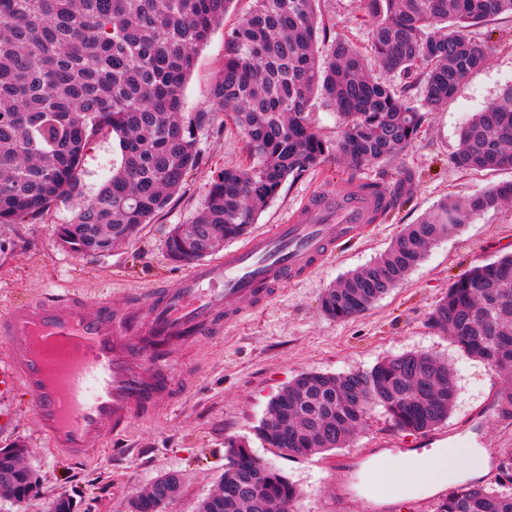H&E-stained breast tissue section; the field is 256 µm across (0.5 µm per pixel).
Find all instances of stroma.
I'll list each match as a JSON object with an SVG mask.
<instances>
[{
	"instance_id": "1",
	"label": "stroma",
	"mask_w": 512,
	"mask_h": 512,
	"mask_svg": "<svg viewBox=\"0 0 512 512\" xmlns=\"http://www.w3.org/2000/svg\"><path fill=\"white\" fill-rule=\"evenodd\" d=\"M250 7L251 0H232L223 27L199 50L183 91L186 111L208 108L210 87L224 60V31ZM316 10L337 34L370 47L375 19L364 0H318ZM469 36L487 48L485 66L472 72L446 105L428 114L405 156L367 166L360 173L389 188L401 171L410 172L412 183L400 206L378 217L361 235L339 241L327 263L288 285L267 307L249 311L240 324L225 330L222 340L181 348L171 372L179 379L192 372L194 380L177 406L159 405L152 421H136L119 436L103 437L97 452L78 463L62 453L45 455L27 394L15 389L0 399V448L22 444L23 463L40 481L35 496L21 502L0 500V512H51L61 496L73 501L75 512H126L133 496L170 473L179 476L181 489L166 512H197L218 488L228 442L238 439L249 440L256 456L273 463L298 486L301 495L295 512H367L372 464L423 454L426 434L402 431L376 411L348 447L293 457L264 447L254 431L270 400L299 374L367 369L391 354L410 350L433 353L457 370L456 403L439 430L455 433L456 446L474 449L483 464L456 470L455 481L488 477L490 460L512 450V420L498 419L493 410L503 381L484 362L463 356L448 334L433 325L431 316L451 282L512 246V204L473 217L436 242L407 279L364 314L336 321L320 309L326 288L378 256L406 225L418 222L441 200H463L512 180V171L466 172L452 161L465 122L496 102L503 87L512 83V17L471 26ZM198 138L202 162L184 187L154 223L105 255L82 256L59 246L57 227L70 217L65 205L32 223L0 224V310L13 300L72 290L93 303L103 288L111 289L117 308H144L148 288L183 277L186 267L170 260L164 248L169 230L191 219L216 171L248 161L245 141L225 113L216 114L211 128ZM119 162L113 137L93 141L84 157V193L96 191ZM348 187L347 174L335 157H328L300 177L288 179L256 227L279 223L308 193H341Z\"/></svg>"
}]
</instances>
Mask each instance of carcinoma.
<instances>
[{
  "label": "carcinoma",
  "instance_id": "carcinoma-1",
  "mask_svg": "<svg viewBox=\"0 0 512 512\" xmlns=\"http://www.w3.org/2000/svg\"><path fill=\"white\" fill-rule=\"evenodd\" d=\"M232 0H0V224L33 221L67 204L57 236L80 254H104L149 224L201 163L197 132L213 113L232 114L249 163L212 176L194 217L165 241L169 258L195 265L245 237L298 177L334 156L350 179L393 161L487 52L468 28L512 15V0H365L378 17L374 55L402 89L366 72L364 53L321 22L315 0H253L224 31V63L210 90V111L187 112L183 88L197 51L224 24ZM330 42L327 61L317 44ZM421 103L405 92L414 82ZM343 118L342 135L320 137L309 120L314 97ZM118 139L121 160L89 197L81 190L88 146ZM465 171L512 170V85L462 127L453 157ZM512 200V181L460 203L440 202L378 257L342 275L322 295V313L357 317L403 282L432 245L473 216ZM433 323L466 356L486 362L505 383L495 413L512 418V253L474 266L436 304ZM456 372L426 352L394 354L366 370L300 374L268 404L256 429L265 446L289 456L344 448L373 408L400 429L428 432L456 400ZM22 446L0 448V498L22 501L39 490L18 463ZM180 491L174 474L132 498L128 512H165ZM297 487L256 456L249 441L229 444L219 491L198 512H293ZM437 512H512V453L498 459L496 486L458 484Z\"/></svg>",
  "mask_w": 512,
  "mask_h": 512
}]
</instances>
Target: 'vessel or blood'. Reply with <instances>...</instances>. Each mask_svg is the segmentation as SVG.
Wrapping results in <instances>:
<instances>
[{
	"mask_svg": "<svg viewBox=\"0 0 512 512\" xmlns=\"http://www.w3.org/2000/svg\"><path fill=\"white\" fill-rule=\"evenodd\" d=\"M389 196L368 190L308 196L272 229L223 258L193 267L174 288L151 291V307L113 309L78 294L19 301L0 316V391L25 390L41 435L72 459L91 456L104 433H124L160 401L185 390L170 372L178 347L219 338L243 314L241 300L269 302L282 283L311 273L336 240L364 231ZM141 339H133V331Z\"/></svg>",
	"mask_w": 512,
	"mask_h": 512,
	"instance_id": "b4317fda",
	"label": "vessel or blood"
}]
</instances>
